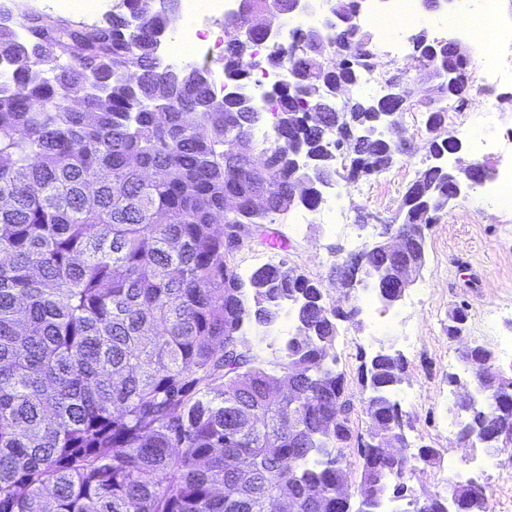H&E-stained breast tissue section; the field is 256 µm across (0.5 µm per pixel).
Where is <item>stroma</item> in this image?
<instances>
[{
    "label": "stroma",
    "mask_w": 512,
    "mask_h": 512,
    "mask_svg": "<svg viewBox=\"0 0 512 512\" xmlns=\"http://www.w3.org/2000/svg\"><path fill=\"white\" fill-rule=\"evenodd\" d=\"M379 68L402 72L411 89V102L418 105L426 97L431 83L414 52L398 60L379 57ZM485 105L474 100L470 124L458 136L463 149L458 157L463 163L486 162L501 167L503 157L492 149L475 150L472 146L483 132ZM403 135L414 151L391 171L366 180V192L357 185L340 184L345 223L352 236L344 238L328 233L321 221L295 229L289 216L267 225L268 233L282 232L289 241L282 256L288 265L301 269L308 277L329 281L332 268L355 253L364 242L365 232L356 226L358 210L389 218L396 212L407 185L415 181L428 164L426 138L403 118ZM426 263L411 286V293L421 301L409 305L400 300L385 308L368 297L364 288H355L354 301L362 308L357 321L342 323L343 341L333 352L338 367L344 371L347 387L360 394L358 370L360 346L368 341L402 353L407 366L405 381L396 398L409 416L412 436L440 452H454L457 467L464 478L490 485L489 512H512V459L507 454L486 455L477 448H454V435L446 424L451 419L448 398L450 362L457 357L458 344L448 337V314L457 307H467L470 336L478 340L496 358L494 367L503 376L512 377V362L500 356L499 341L512 336V210L491 206L484 187L451 202L436 224L425 232Z\"/></svg>",
    "instance_id": "obj_1"
}]
</instances>
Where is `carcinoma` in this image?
Masks as SVG:
<instances>
[{"label": "carcinoma", "instance_id": "carcinoma-1", "mask_svg": "<svg viewBox=\"0 0 512 512\" xmlns=\"http://www.w3.org/2000/svg\"><path fill=\"white\" fill-rule=\"evenodd\" d=\"M293 2L241 0L224 24V73L271 61L295 76L271 91L274 146L254 135L265 108L209 93L208 62L156 55L154 14L178 0L118 3L97 26L15 0L0 22V57L13 65L0 73V512H267L288 497L299 512H384L403 499L401 512H489L486 488L469 482L453 505L407 496L398 448L378 438L408 421L393 399L402 357L362 360L366 429H352L345 373L325 352L358 304L329 302L295 267L246 281L234 270L222 225L249 224L265 243L260 228L315 204L323 183L380 175L407 152L383 114L410 93H354L371 48L352 27L303 52L278 45L267 60L254 50L262 30L236 35ZM344 42L358 44L354 58L336 54ZM414 51L436 76L455 71V95L435 84L424 121L428 149L451 153L435 104L467 102L466 62L424 33ZM332 86L343 104L328 98L308 123ZM456 195L448 170L427 165L391 220L405 252H370L364 275L400 289V264L424 259L417 242ZM288 304L295 333L266 362L240 333L271 327ZM482 385L486 403H453L456 435L477 430L475 447L506 452L512 379ZM351 447L360 478L346 491Z\"/></svg>", "mask_w": 512, "mask_h": 512}]
</instances>
